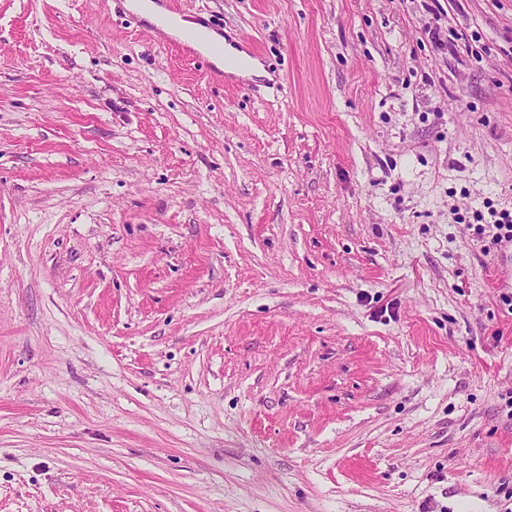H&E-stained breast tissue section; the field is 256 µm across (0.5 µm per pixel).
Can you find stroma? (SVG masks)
Returning a JSON list of instances; mask_svg holds the SVG:
<instances>
[{
  "label": "stroma",
  "mask_w": 512,
  "mask_h": 512,
  "mask_svg": "<svg viewBox=\"0 0 512 512\" xmlns=\"http://www.w3.org/2000/svg\"><path fill=\"white\" fill-rule=\"evenodd\" d=\"M0 0V512H512V0ZM128 7L137 13L141 18L149 23L158 26L162 32L168 35H179L187 37L190 32H195L191 45L199 50H204L211 44H220L223 46V55L217 57L216 63L220 65L222 59L228 61V71L245 77L261 78L266 74L264 66L257 60L245 56L232 45L226 44L225 39L219 34L193 23L175 19L173 22L166 23L162 21L161 9L150 2V0H132ZM236 68V69H230ZM493 217L496 218V212H492ZM498 219L494 221V224L478 225L477 234L485 238V235L491 236L492 241L495 244L502 242H512V215L508 212H501L498 214Z\"/></svg>",
  "instance_id": "obj_1"
}]
</instances>
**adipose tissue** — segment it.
<instances>
[{"mask_svg": "<svg viewBox=\"0 0 512 512\" xmlns=\"http://www.w3.org/2000/svg\"><path fill=\"white\" fill-rule=\"evenodd\" d=\"M129 7L149 23L160 26L162 32L166 34L192 35V45L196 49L202 50L213 44H222L223 58L227 60L229 67L234 68L236 74L245 77H264L265 69L259 61L246 57L244 53L238 51L232 45L223 44L219 34L203 26L179 19L169 23L163 22L162 11L154 4L153 0H131Z\"/></svg>", "mask_w": 512, "mask_h": 512, "instance_id": "1", "label": "adipose tissue"}]
</instances>
